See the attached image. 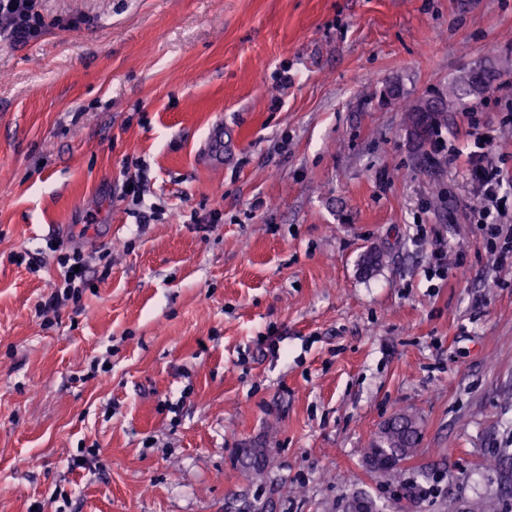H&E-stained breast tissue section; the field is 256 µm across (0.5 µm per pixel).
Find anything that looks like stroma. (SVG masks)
Listing matches in <instances>:
<instances>
[{
  "mask_svg": "<svg viewBox=\"0 0 512 512\" xmlns=\"http://www.w3.org/2000/svg\"><path fill=\"white\" fill-rule=\"evenodd\" d=\"M35 4L0 41V512H505L512 267L409 109L485 69L442 136L475 113L512 172V0ZM139 162L165 220L120 198ZM52 238L109 275L47 317ZM404 412L418 446L372 469Z\"/></svg>",
  "mask_w": 512,
  "mask_h": 512,
  "instance_id": "35a3bbf8",
  "label": "stroma"
}]
</instances>
